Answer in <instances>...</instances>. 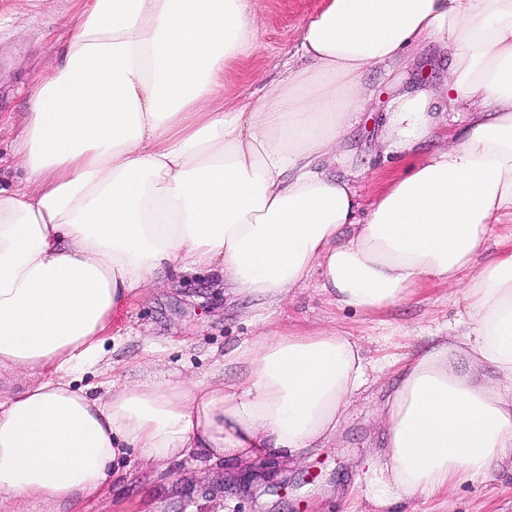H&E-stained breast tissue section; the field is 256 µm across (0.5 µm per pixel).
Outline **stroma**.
I'll return each mask as SVG.
<instances>
[{
  "label": "stroma",
  "instance_id": "obj_1",
  "mask_svg": "<svg viewBox=\"0 0 512 512\" xmlns=\"http://www.w3.org/2000/svg\"><path fill=\"white\" fill-rule=\"evenodd\" d=\"M323 0H261L250 54L225 76L226 86L261 98L287 66L305 67L299 27ZM74 0H0V163H14L16 137L41 75L63 52L65 22ZM427 48L390 72L373 70V91L362 117L346 133L349 170L359 172L362 205L385 178L402 173L400 158L383 159L378 138L390 100L403 91L441 83L447 66ZM462 314L458 291L419 286L415 297L377 312L337 309L316 287L292 292L282 306L260 311L253 301L225 295L213 274L163 275L112 315L103 359L81 377L92 393L111 380L135 381L147 372L178 380L232 381L226 358L257 336L263 323L288 322L306 331L336 329L363 348L367 384L343 416L332 448H315L298 460L262 457L247 470L226 461L201 465L186 459L167 469L140 455L122 457L117 476L81 500L75 512H512V474L500 469L465 479L445 491L373 505L363 462L382 446L375 408L390 393L403 357L447 333ZM314 481H307V473Z\"/></svg>",
  "mask_w": 512,
  "mask_h": 512
}]
</instances>
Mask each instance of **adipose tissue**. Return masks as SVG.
<instances>
[{
    "label": "adipose tissue",
    "mask_w": 512,
    "mask_h": 512,
    "mask_svg": "<svg viewBox=\"0 0 512 512\" xmlns=\"http://www.w3.org/2000/svg\"><path fill=\"white\" fill-rule=\"evenodd\" d=\"M254 28L249 0H80L70 16L18 170H0V368L28 377L0 397V512H69L132 451L243 468L334 442L366 383L361 346L334 330H263L226 387L152 373L100 396L75 386L113 312L164 273H216L260 308L312 284L358 312L458 288L463 332L406 358L376 408L370 499L512 464V252L486 248L512 216V0H326L300 27L309 67L245 102L225 96L224 72ZM431 44L447 78L393 99L380 146L448 144L362 206L335 170L363 76Z\"/></svg>",
    "instance_id": "ef3b65f1"
}]
</instances>
